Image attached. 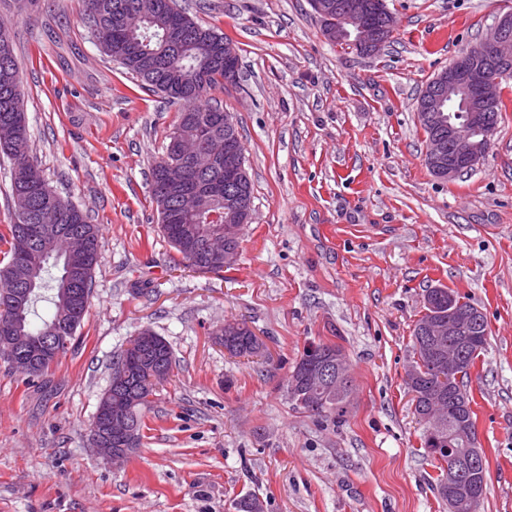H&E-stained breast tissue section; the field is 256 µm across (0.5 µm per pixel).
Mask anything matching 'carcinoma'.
<instances>
[{
	"mask_svg": "<svg viewBox=\"0 0 512 512\" xmlns=\"http://www.w3.org/2000/svg\"><path fill=\"white\" fill-rule=\"evenodd\" d=\"M81 21L91 32L99 33L101 53L117 62L134 75L151 92L162 94L182 103L179 121L168 135L161 158L153 165L150 191L157 208L164 209L168 223L162 225L164 236L180 255V263L188 265L190 255L200 243V234L207 229L229 230L230 238L224 241L228 249L240 248L241 224H224L209 220L212 209L203 206L188 210L178 199L164 201L158 194L164 167L172 159L171 141L196 138L197 130L206 127L213 136L224 137V121L215 116L224 108L204 100L213 87L224 84V64L208 59V49L203 39H222L224 35L211 27L196 22L175 0H83ZM21 76L14 50L0 51V153L11 157L8 148L16 143L28 142L26 113L21 100ZM195 178L206 186L224 185V162L210 161L204 157L194 165ZM13 221L0 232V242L9 244V250H0V358L29 381L44 379L53 363L29 367L25 361V344L42 336H57L63 341L60 353L71 347L80 328L90 299L77 300L64 287L65 276H70L75 291L91 292L93 273L99 262V228L74 205H59L61 221L42 225V232L25 252L16 250L14 240L19 229L35 223L36 216L55 192L47 185L39 168L30 171L20 168L12 177ZM67 229L82 232L85 248L82 256L67 262L57 257L53 246L55 238ZM202 273H218L231 265L221 260L197 255ZM56 267L60 276L47 280L49 268ZM49 298L51 313L35 324L31 316L44 292ZM215 343L224 347L234 357L253 358L263 355V343L244 323H226L223 331L211 333ZM138 338L129 340L112 362V373L120 367L131 371L130 388L119 390L109 386L100 403L124 411L132 440L126 435L112 437V447L127 448L134 453L143 445V428L146 413L151 410L160 386L173 373V357L167 342L154 336L153 343L142 347ZM309 352L305 351L286 380L295 385L289 396L293 408L325 418H342L348 412L354 394V385L338 391L322 386L320 399L313 406L308 401L309 391L317 380L306 375ZM417 383L434 376L436 363L430 357L413 353L411 362ZM421 407L428 413H440L452 422L457 415L471 418L474 411L461 409L448 402V397L432 393L422 400ZM238 512H264L262 501L246 493L235 503Z\"/></svg>",
	"mask_w": 512,
	"mask_h": 512,
	"instance_id": "cac0c4a2",
	"label": "carcinoma"
}]
</instances>
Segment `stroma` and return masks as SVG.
Returning <instances> with one entry per match:
<instances>
[{
    "mask_svg": "<svg viewBox=\"0 0 512 512\" xmlns=\"http://www.w3.org/2000/svg\"><path fill=\"white\" fill-rule=\"evenodd\" d=\"M239 53L209 91L245 148L253 214L236 264L177 265L150 196L180 110L101 54L81 0H33L12 24L30 155L100 227L88 311L43 387L0 360V512H448L404 386L428 288L486 316L471 375L488 463L480 512H512V79L490 148L454 180L425 163L416 100L512 0H387L374 56L327 41L309 0H177ZM246 323L264 345L229 355L209 333ZM151 329L176 366L122 464L89 427L131 336ZM340 346L356 387L342 420L294 410L284 381L312 342Z\"/></svg>",
    "mask_w": 512,
    "mask_h": 512,
    "instance_id": "35a3bbf8",
    "label": "stroma"
}]
</instances>
